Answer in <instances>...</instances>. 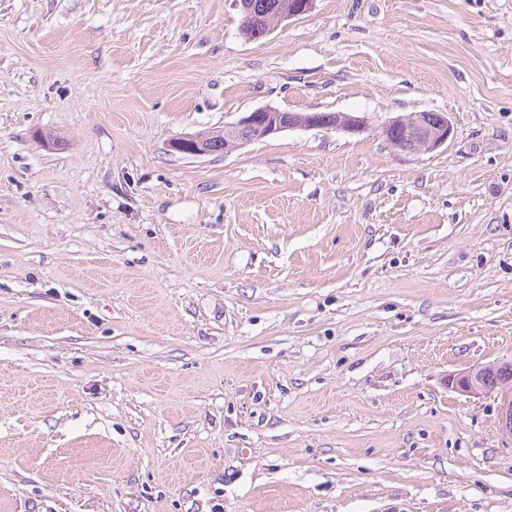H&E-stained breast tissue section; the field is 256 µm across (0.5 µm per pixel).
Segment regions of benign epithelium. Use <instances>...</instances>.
Listing matches in <instances>:
<instances>
[{"mask_svg":"<svg viewBox=\"0 0 512 512\" xmlns=\"http://www.w3.org/2000/svg\"><path fill=\"white\" fill-rule=\"evenodd\" d=\"M314 0H276L271 7L260 14L263 25L255 33L259 39L269 35L279 24L286 20L299 18L311 11ZM367 121L363 117L338 114L325 118L312 112L299 118H293L284 110L275 107L257 108L242 116L237 122L227 126L231 140L225 143L224 150L239 147L256 137L266 138L294 128L305 129H341L350 133H359L366 129ZM382 134L396 149L415 153L433 150L448 142L452 135V126L444 114L426 112L396 119L385 125ZM201 142L196 135H187L171 143V148L181 154L201 157L208 152L198 146ZM477 370H468L448 375V386L459 392L477 397L489 396L496 401L499 409V431L512 438V392L500 391L498 394L480 387L476 382Z\"/></svg>","mask_w":512,"mask_h":512,"instance_id":"7a95c632","label":"benign epithelium"}]
</instances>
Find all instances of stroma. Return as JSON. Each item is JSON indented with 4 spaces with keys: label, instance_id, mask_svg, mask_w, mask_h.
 Here are the masks:
<instances>
[{
    "label": "stroma",
    "instance_id": "obj_1",
    "mask_svg": "<svg viewBox=\"0 0 512 512\" xmlns=\"http://www.w3.org/2000/svg\"><path fill=\"white\" fill-rule=\"evenodd\" d=\"M240 23L0 0V512H512V0ZM265 106L367 127L170 148ZM452 131L446 115L424 112L390 122L383 127L382 134L397 150L415 153L442 146ZM482 372V385L489 390L500 391L504 387L512 389V363L510 365L494 362L479 368ZM476 369L449 374L448 386L459 392L477 397L493 396L499 409V431L512 438V391H488L476 382Z\"/></svg>",
    "mask_w": 512,
    "mask_h": 512
}]
</instances>
